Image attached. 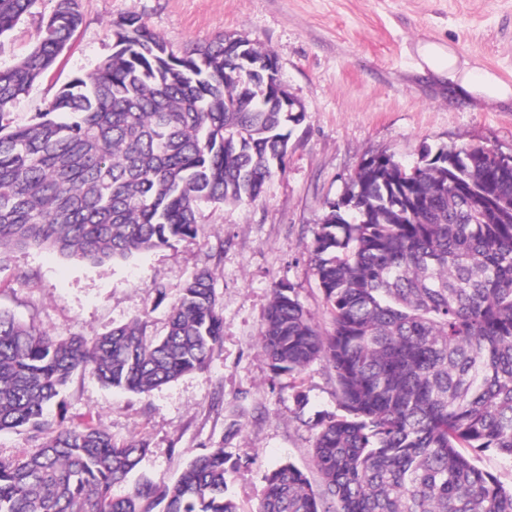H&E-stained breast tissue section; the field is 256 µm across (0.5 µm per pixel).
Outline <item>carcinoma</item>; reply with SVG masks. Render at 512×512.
<instances>
[{
  "label": "carcinoma",
  "mask_w": 512,
  "mask_h": 512,
  "mask_svg": "<svg viewBox=\"0 0 512 512\" xmlns=\"http://www.w3.org/2000/svg\"><path fill=\"white\" fill-rule=\"evenodd\" d=\"M36 2L0 0V49ZM81 2L56 0L31 53L0 68V259L44 246L102 263L189 237L202 205L262 195L305 119L278 111L277 86L224 38L179 56L128 15L111 22L112 54L12 125L81 25ZM310 253L331 330L277 284L261 346L288 373L326 358L343 414L315 423L323 493L282 464L264 475L259 512H512V491L464 452L512 462V166L482 145L425 146L411 166L371 154ZM222 336L208 270L185 284L158 339L136 319L59 341L0 310V431L45 436L34 453L0 458V512H236L224 449L162 490L143 480L116 495L147 443L46 417L76 372L147 394L205 369Z\"/></svg>",
  "instance_id": "carcinoma-1"
}]
</instances>
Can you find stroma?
<instances>
[{
	"instance_id": "35a3bbf8",
	"label": "stroma",
	"mask_w": 512,
	"mask_h": 512,
	"mask_svg": "<svg viewBox=\"0 0 512 512\" xmlns=\"http://www.w3.org/2000/svg\"><path fill=\"white\" fill-rule=\"evenodd\" d=\"M54 0H37L0 51V67L26 56ZM83 22L55 73L13 108L30 122L56 89L112 52L111 22L136 15L180 54L218 35L272 50L289 93L306 111L290 138L284 173L251 204L203 206L194 236L127 261L93 263L38 247L0 262V309L65 340L141 319L165 332L184 284L211 271L224 336L206 369L147 394L75 376L61 400L67 423L101 430L149 451L135 477L164 488L197 456L223 449L225 494L238 512H258L264 473L284 462L313 487L320 413H339L336 375L323 359L301 373L274 370L261 348L271 290L290 284L329 328L309 246L362 158L386 151L404 163L422 146L482 143L512 154V105L449 97L415 70V44L449 43L459 55L512 83V0H82Z\"/></svg>"
}]
</instances>
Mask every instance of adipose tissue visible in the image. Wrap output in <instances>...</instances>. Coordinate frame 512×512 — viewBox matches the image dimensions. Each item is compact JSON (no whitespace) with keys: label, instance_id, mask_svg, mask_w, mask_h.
<instances>
[{"label":"adipose tissue","instance_id":"adipose-tissue-1","mask_svg":"<svg viewBox=\"0 0 512 512\" xmlns=\"http://www.w3.org/2000/svg\"><path fill=\"white\" fill-rule=\"evenodd\" d=\"M415 52L417 71L446 86L450 95L468 101L512 103V83L462 58L451 45L422 40Z\"/></svg>","mask_w":512,"mask_h":512}]
</instances>
